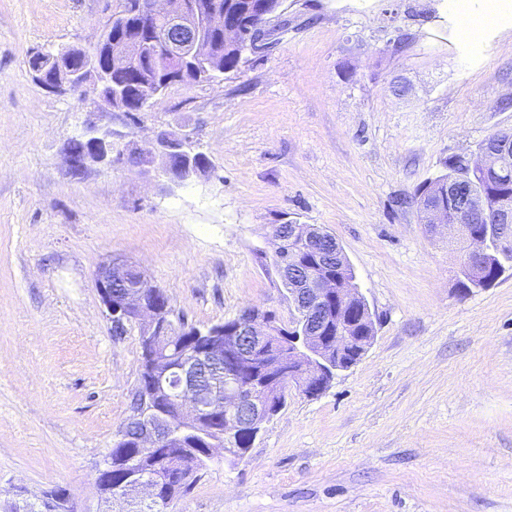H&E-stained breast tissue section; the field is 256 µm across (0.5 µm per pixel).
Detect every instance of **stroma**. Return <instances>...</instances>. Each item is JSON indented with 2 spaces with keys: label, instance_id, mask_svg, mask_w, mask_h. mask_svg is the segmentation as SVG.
<instances>
[{
  "label": "stroma",
  "instance_id": "35a3bbf8",
  "mask_svg": "<svg viewBox=\"0 0 512 512\" xmlns=\"http://www.w3.org/2000/svg\"><path fill=\"white\" fill-rule=\"evenodd\" d=\"M119 8L0 0V512L57 488L100 510L141 349L137 328L113 336L98 267L139 265L196 327L248 306L285 324L270 231L291 221L336 237L374 340L321 394L290 387L245 457L216 454L168 512H512V275L461 292L454 240L404 203L512 129V19L465 39L454 0H284L273 47L172 84L132 122L28 64L92 46ZM89 115L117 162L75 175ZM161 134L188 137L208 172L167 185ZM135 151L150 164L129 165ZM445 170L442 171L439 175H437L434 179L430 181V183L437 182L440 179H445L448 177H454L458 173L468 172V156L467 155H453L448 158V160L444 163ZM429 183V184H430ZM428 183H422L415 191L414 196L411 197V202L416 204L417 208L420 206V202L426 194L429 197H433L438 195L435 193L437 190V186L432 184L429 186L428 193H426Z\"/></svg>",
  "mask_w": 512,
  "mask_h": 512
}]
</instances>
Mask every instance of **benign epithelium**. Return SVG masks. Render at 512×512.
Segmentation results:
<instances>
[{"label":"benign epithelium","mask_w":512,"mask_h":512,"mask_svg":"<svg viewBox=\"0 0 512 512\" xmlns=\"http://www.w3.org/2000/svg\"><path fill=\"white\" fill-rule=\"evenodd\" d=\"M141 14L159 16L164 27L154 37L126 40L117 51L112 46L113 17L90 51L74 53L72 46H47L32 53L39 60L69 58L66 73L57 80H46L44 72L32 69L36 81L53 93H79L91 90L93 103L102 98L98 86L114 70H125L138 62L148 63L159 57L180 66L202 63L208 66L211 77L224 73L210 35L216 34L227 42L241 36L239 29L224 22V11L212 0H138ZM512 132L504 130L487 137L471 154L470 165L485 172H495L501 156L507 151ZM157 151L163 161L162 172L168 181L178 184L201 174L194 165L196 154L186 149L185 143L167 136L158 139ZM69 166L82 171L87 163L112 166V130L99 126L89 118L81 132L73 137L68 147ZM458 178L448 180V201L437 200L422 206L423 223L435 230L447 223L448 205L461 203L470 217H478L485 225L478 232L470 224H453L448 229L458 233L459 263L471 270L484 265L488 246L497 240L499 247L512 246V202L504 198L495 208H488L485 194L472 189L464 200L456 195ZM292 242L300 255L314 253L324 273L311 274L303 279L292 276L288 270H277L280 280L288 284L286 291L292 312L302 315L299 322L283 326L275 314L246 309L225 328L202 333L197 347L188 354L170 351L172 335L188 327L183 320H173V308L168 294L152 285L134 266L110 260L96 272L98 288L106 316L112 328L139 330L143 357L147 364V387L143 390L142 406L126 419L136 427L137 447L149 453L159 448L179 444L184 429L199 433L210 431L207 438L208 454L216 448L230 453L228 446L235 439L247 435L256 439L265 423L283 407L291 384L313 393L328 385L336 372L345 369L340 359L354 347L365 354L371 345L375 329L368 326L355 310L347 307L356 299L364 298L353 278L339 273L350 270V264L341 246L331 252L317 249L324 230L315 224H293ZM336 268L338 275L328 273ZM202 371L225 376L224 392L216 394L199 381ZM163 398L168 406L154 407L156 399ZM224 412V427H210L209 417ZM168 459L155 457L154 473L149 476L130 474L124 481L112 485V459H107L97 471L95 483L100 497L108 504L105 512L116 505L129 504L160 507L162 490L169 478L165 477Z\"/></svg>","instance_id":"obj_1"}]
</instances>
